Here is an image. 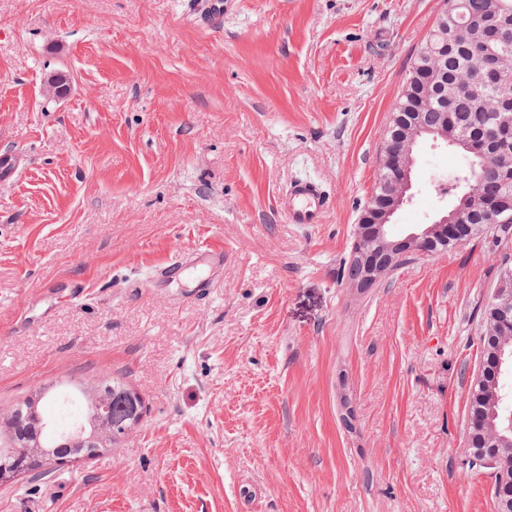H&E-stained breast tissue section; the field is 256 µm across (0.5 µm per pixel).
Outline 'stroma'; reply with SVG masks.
Wrapping results in <instances>:
<instances>
[{"mask_svg": "<svg viewBox=\"0 0 512 512\" xmlns=\"http://www.w3.org/2000/svg\"><path fill=\"white\" fill-rule=\"evenodd\" d=\"M188 2L0 0V408L103 368L146 407L112 451L0 487V512H495L467 404L500 251L341 278L445 0H233L215 27ZM458 167L420 145L394 234L452 206ZM305 177L325 223L277 205ZM206 247L207 300L197 265L153 281ZM195 262L204 268H217L224 265V252L213 249H198L189 256L175 255L164 265L154 271V279L157 283L169 282L177 278L186 266Z\"/></svg>", "mask_w": 512, "mask_h": 512, "instance_id": "stroma-1", "label": "stroma"}]
</instances>
